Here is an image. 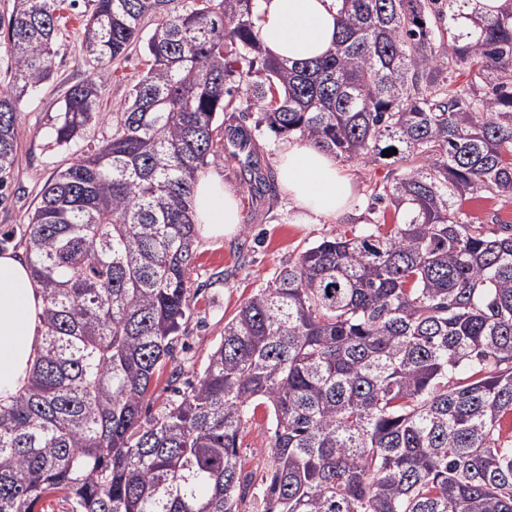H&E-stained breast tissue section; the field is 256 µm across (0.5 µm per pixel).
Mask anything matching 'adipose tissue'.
I'll list each match as a JSON object with an SVG mask.
<instances>
[{"instance_id": "adipose-tissue-1", "label": "adipose tissue", "mask_w": 512, "mask_h": 512, "mask_svg": "<svg viewBox=\"0 0 512 512\" xmlns=\"http://www.w3.org/2000/svg\"><path fill=\"white\" fill-rule=\"evenodd\" d=\"M341 0H258L256 32L270 57L287 63L322 56L335 41ZM283 190L304 221L332 223L349 213L354 186L335 156L310 143H283L276 158ZM194 222L220 235L241 222L234 192L212 172L195 183ZM43 303L27 258L0 253V401L27 384L41 345Z\"/></svg>"}]
</instances>
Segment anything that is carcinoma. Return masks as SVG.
<instances>
[{"label":"carcinoma","mask_w":512,"mask_h":512,"mask_svg":"<svg viewBox=\"0 0 512 512\" xmlns=\"http://www.w3.org/2000/svg\"><path fill=\"white\" fill-rule=\"evenodd\" d=\"M63 0L0 16V188L24 98L54 76ZM94 76L51 118L67 148L99 121L108 64L142 34L146 74L112 138L46 181L24 231L43 301L25 390L0 403V512H512V11L476 0H343L336 42L288 65L258 0H92ZM366 166L393 209L306 248L224 323L202 372L155 415L195 259L194 182L224 113ZM386 149L397 150L389 157ZM254 196L274 192L242 163ZM274 422L260 488L239 437ZM469 217L476 224H485L488 229H497L496 224L491 223L494 213L498 214L502 221H512V203L501 202L499 199H477L466 204ZM488 224V225H487Z\"/></svg>","instance_id":"obj_1"}]
</instances>
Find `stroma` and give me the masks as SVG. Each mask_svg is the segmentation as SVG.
Here are the masks:
<instances>
[{
    "mask_svg": "<svg viewBox=\"0 0 512 512\" xmlns=\"http://www.w3.org/2000/svg\"><path fill=\"white\" fill-rule=\"evenodd\" d=\"M92 7L91 0H63L54 77L37 98L20 108L16 163L6 188L0 191V251H20L15 233L26 223L37 193L54 171L74 158L73 151L54 144L48 120L68 88L93 72L81 44L82 22ZM147 61L142 44L136 43L112 64L100 98L104 117L86 130L78 142L80 149L98 147L110 139L111 115L122 110L133 85L146 72ZM341 167L355 185L351 215L333 224H305L282 191L264 197L251 196L240 181L238 161L227 158L211 165V172L221 176L240 199L242 222L222 236L196 239V258L188 288L190 316L183 326L185 345L176 349L174 355L185 377H192L205 366L221 339L225 320L302 250L323 238L360 231L372 223L368 184L382 180L386 167H367L353 161L342 162ZM273 429L271 418L260 413L247 424L240 438L244 469L257 484L266 471L264 454Z\"/></svg>",
    "mask_w": 512,
    "mask_h": 512,
    "instance_id": "obj_1",
    "label": "stroma"
}]
</instances>
